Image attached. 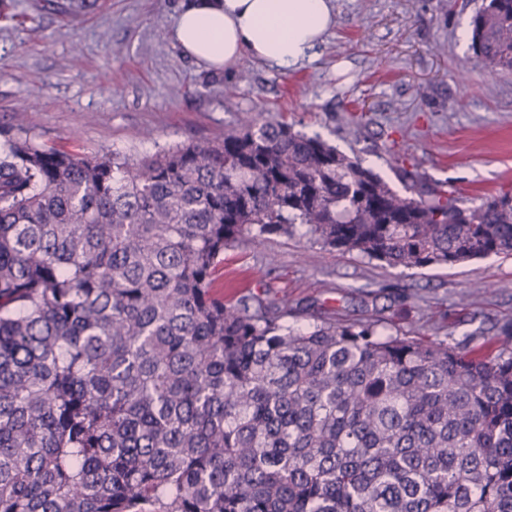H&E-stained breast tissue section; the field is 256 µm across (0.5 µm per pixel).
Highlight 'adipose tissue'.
Returning <instances> with one entry per match:
<instances>
[{"mask_svg":"<svg viewBox=\"0 0 512 512\" xmlns=\"http://www.w3.org/2000/svg\"><path fill=\"white\" fill-rule=\"evenodd\" d=\"M335 24L334 0H184L175 41L215 71L246 55L288 69L308 59Z\"/></svg>","mask_w":512,"mask_h":512,"instance_id":"obj_1","label":"adipose tissue"}]
</instances>
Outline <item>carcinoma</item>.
I'll use <instances>...</instances> for the list:
<instances>
[{
    "label": "carcinoma",
    "instance_id": "obj_1",
    "mask_svg": "<svg viewBox=\"0 0 512 512\" xmlns=\"http://www.w3.org/2000/svg\"><path fill=\"white\" fill-rule=\"evenodd\" d=\"M471 47L512 70V0ZM389 163L401 192L250 117L138 160L0 143V512H512V332L298 329L215 290L225 249L299 226L393 268L512 255V189Z\"/></svg>",
    "mask_w": 512,
    "mask_h": 512
}]
</instances>
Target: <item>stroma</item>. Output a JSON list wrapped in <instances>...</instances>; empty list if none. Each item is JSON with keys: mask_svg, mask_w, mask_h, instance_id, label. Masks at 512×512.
I'll return each instance as SVG.
<instances>
[{"mask_svg": "<svg viewBox=\"0 0 512 512\" xmlns=\"http://www.w3.org/2000/svg\"><path fill=\"white\" fill-rule=\"evenodd\" d=\"M481 2L335 0V27L299 66L246 57L215 72L174 41L181 0H0V132L138 159L223 139L247 113L282 117L391 186L396 152L476 204L512 184V72L482 69L465 35ZM218 282L228 297L285 303L293 327L378 320L388 333L452 343L512 326L511 257L388 268L296 235L239 242Z\"/></svg>", "mask_w": 512, "mask_h": 512, "instance_id": "stroma-1", "label": "stroma"}]
</instances>
